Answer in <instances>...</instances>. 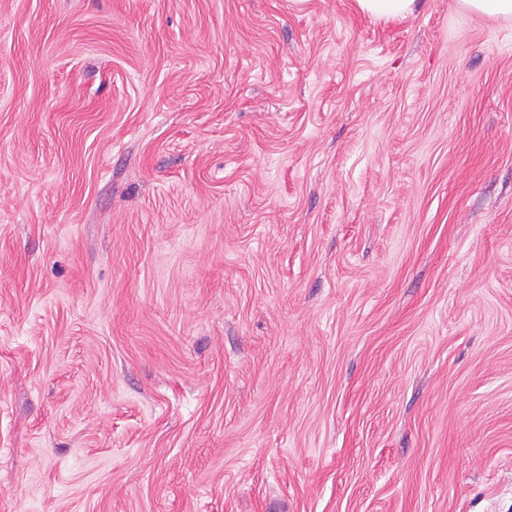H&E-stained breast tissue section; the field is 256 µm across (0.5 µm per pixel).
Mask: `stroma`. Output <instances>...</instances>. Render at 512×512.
I'll list each match as a JSON object with an SVG mask.
<instances>
[{
  "instance_id": "1",
  "label": "stroma",
  "mask_w": 512,
  "mask_h": 512,
  "mask_svg": "<svg viewBox=\"0 0 512 512\" xmlns=\"http://www.w3.org/2000/svg\"><path fill=\"white\" fill-rule=\"evenodd\" d=\"M0 512H512V21L0 0Z\"/></svg>"
}]
</instances>
